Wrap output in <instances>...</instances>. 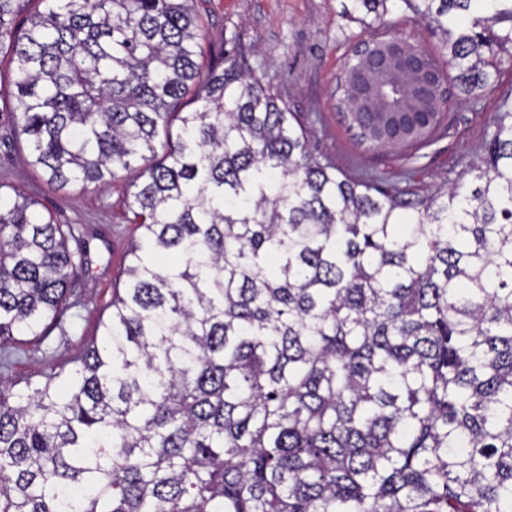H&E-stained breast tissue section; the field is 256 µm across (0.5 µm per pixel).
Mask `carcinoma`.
Instances as JSON below:
<instances>
[{
  "instance_id": "cac0c4a2",
  "label": "carcinoma",
  "mask_w": 512,
  "mask_h": 512,
  "mask_svg": "<svg viewBox=\"0 0 512 512\" xmlns=\"http://www.w3.org/2000/svg\"><path fill=\"white\" fill-rule=\"evenodd\" d=\"M399 2L439 49L393 31ZM340 16L388 42L338 82L375 149L429 145L512 63V0ZM201 40L192 0H0L29 166L126 172L140 230L101 339L0 383V512H512V98L455 181L392 193ZM36 206L0 191V372L90 262Z\"/></svg>"
}]
</instances>
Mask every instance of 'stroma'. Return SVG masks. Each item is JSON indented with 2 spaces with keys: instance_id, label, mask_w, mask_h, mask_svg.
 Listing matches in <instances>:
<instances>
[{
  "instance_id": "stroma-1",
  "label": "stroma",
  "mask_w": 512,
  "mask_h": 512,
  "mask_svg": "<svg viewBox=\"0 0 512 512\" xmlns=\"http://www.w3.org/2000/svg\"><path fill=\"white\" fill-rule=\"evenodd\" d=\"M202 27L204 61L243 54L255 74L297 112L315 154L350 176H379L385 190L422 193L452 180L481 155L489 120L504 96L512 94V68L503 69L494 90L478 101L452 100L446 130L421 149L370 150L357 144L338 120L342 97L336 89L349 52L346 36L357 24L339 14V0H194ZM26 143L7 106L0 104V185L37 202L59 224L82 225L91 254L88 270L69 289L70 307L60 326L29 342L8 375L21 384L39 380L49 364L77 356L100 334L112 290L121 286L136 236L125 221L128 179L119 174L108 186L58 188L25 162Z\"/></svg>"
}]
</instances>
